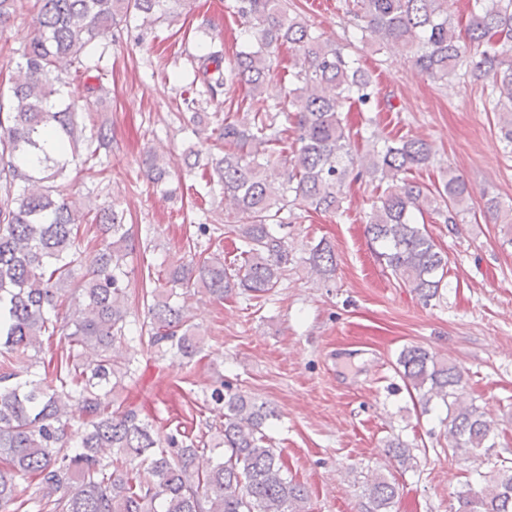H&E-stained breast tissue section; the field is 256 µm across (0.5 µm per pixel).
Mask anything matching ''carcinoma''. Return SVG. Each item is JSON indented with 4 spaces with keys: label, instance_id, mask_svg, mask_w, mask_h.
I'll return each mask as SVG.
<instances>
[{
    "label": "carcinoma",
    "instance_id": "obj_1",
    "mask_svg": "<svg viewBox=\"0 0 512 512\" xmlns=\"http://www.w3.org/2000/svg\"><path fill=\"white\" fill-rule=\"evenodd\" d=\"M179 2L35 0V36L11 76L8 104L0 103V189L11 197L0 207V512H18L16 479L26 475L37 480L42 512H303L305 490L285 477V463L264 432L275 410L230 384L210 395L224 425L221 438L205 444L216 451L205 471L197 465L199 446L180 431L160 439L137 411L112 410V392L131 377L134 362L115 351L129 343V257L138 243L115 205L87 211L57 185L68 167L98 159L110 144L103 124L85 123L90 98L104 92L102 76L78 92L68 90L66 76L87 69L99 41L131 12L153 25ZM235 9L251 22L244 48L225 72L224 44L210 39L183 98L194 134L212 125L220 130L219 154L210 156L204 171L210 173L207 186L220 187L232 212L222 230L197 226L210 244L191 262L142 277L144 284L156 283L142 291L148 343L162 357L192 358L202 350L189 316L196 289L223 300L242 293L259 298L281 285L289 257L284 212L291 207L338 212L347 182L368 175L386 183L366 221V237L380 264L426 303L446 286L448 256L419 218L442 204L446 223L456 226L471 210L470 188L460 175L450 173L434 188L406 179L431 163L421 139L387 140L354 156L337 101L369 105L372 79L358 60L315 35L289 0H235ZM347 13L363 42L412 54L414 66L437 81L454 74L472 46H485L471 58V76L491 81L498 92L501 138L512 148V0H470L464 38L448 0H349ZM285 44L298 60L284 102L255 112L196 109L197 81L212 100L230 77L250 96H261L275 52ZM143 164L150 182L166 191L169 161L150 152ZM484 209L512 224V211L497 198H487ZM92 224L88 261L84 232ZM221 231L239 242L231 260L212 250ZM307 262L326 280L335 273V254L325 242L310 249ZM67 300L74 311L63 332L65 349L51 355L52 375L41 376L35 368L44 337L58 332V311ZM396 368L422 412L446 407L448 447L473 456L495 447L494 429L467 401L457 366L411 344L400 351ZM74 405L84 421L71 443L67 416ZM387 447L399 464L413 460L404 442L395 439ZM142 464L154 480L139 478ZM482 478L480 490L468 480L458 492V512H512V466L495 467ZM367 491L371 512H389L396 497L392 483L377 479Z\"/></svg>",
    "mask_w": 512,
    "mask_h": 512
}]
</instances>
